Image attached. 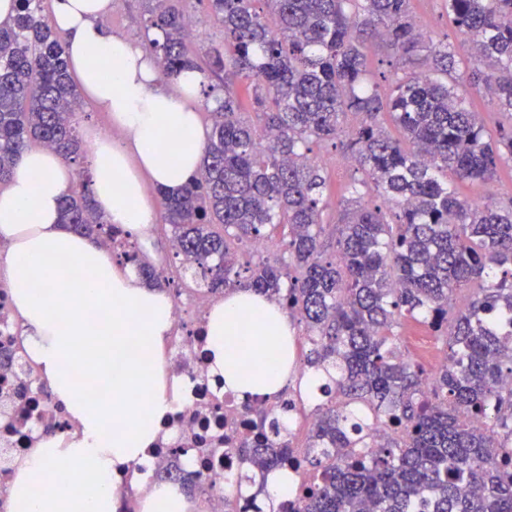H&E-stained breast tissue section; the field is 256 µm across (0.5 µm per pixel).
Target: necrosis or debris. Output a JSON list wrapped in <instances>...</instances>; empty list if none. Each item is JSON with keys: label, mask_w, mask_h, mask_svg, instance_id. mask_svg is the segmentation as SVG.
Listing matches in <instances>:
<instances>
[{"label": "necrosis or debris", "mask_w": 512, "mask_h": 512, "mask_svg": "<svg viewBox=\"0 0 512 512\" xmlns=\"http://www.w3.org/2000/svg\"><path fill=\"white\" fill-rule=\"evenodd\" d=\"M217 300V294L206 288H190L176 298L165 370L170 380L187 381L188 389L161 425L143 468L147 483H156L175 460L173 449H184L178 460L194 479L199 512H231L224 488L244 467L237 449L254 438L258 416L279 409L275 400L238 401L210 376L207 314ZM22 335L9 291L1 288L0 355L10 354L11 363L0 367V512L7 506L17 460L36 447L43 434L66 436L74 429L63 404L40 382L20 343Z\"/></svg>", "instance_id": "necrosis-or-debris-1"}]
</instances>
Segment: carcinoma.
Instances as JSON below:
<instances>
[{
    "label": "carcinoma",
    "instance_id": "obj_1",
    "mask_svg": "<svg viewBox=\"0 0 512 512\" xmlns=\"http://www.w3.org/2000/svg\"><path fill=\"white\" fill-rule=\"evenodd\" d=\"M42 2L18 0L0 22V184L31 141L68 161L83 156L81 94ZM149 2L146 30L161 36L147 47L165 76L203 71L177 0ZM207 3L224 27V51L207 62L224 72V100L208 113L199 172L180 194L161 193L164 220L191 283L254 289L301 326L315 401L303 467L313 476L276 512H512V199L477 203L459 192L512 163V0H443L472 46L468 58L420 32L410 0ZM371 38L403 61L390 79L370 67ZM236 80L255 88V122L241 112ZM473 92L490 95L507 123L487 127ZM323 140L361 174L332 254L322 239L326 179L312 149ZM76 183L60 222L98 243L112 226L88 178ZM279 235L282 266L230 247ZM123 258L161 286L142 250ZM410 321L441 340L437 370L402 355L395 329ZM379 426V453L358 452ZM256 427L257 443L239 451L253 464L242 479L260 495L290 454L277 416Z\"/></svg>",
    "mask_w": 512,
    "mask_h": 512
}]
</instances>
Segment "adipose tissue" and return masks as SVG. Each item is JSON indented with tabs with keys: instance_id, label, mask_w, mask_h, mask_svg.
Masks as SVG:
<instances>
[{
	"instance_id": "1",
	"label": "adipose tissue",
	"mask_w": 512,
	"mask_h": 512,
	"mask_svg": "<svg viewBox=\"0 0 512 512\" xmlns=\"http://www.w3.org/2000/svg\"><path fill=\"white\" fill-rule=\"evenodd\" d=\"M112 0H56L51 22L90 109L118 134L87 147L89 189L109 223L140 236L157 221L145 181L176 194L196 173L207 140L197 102L202 78L159 82L141 43L107 32ZM75 172L57 153L25 151L0 191V255L24 346L77 430L46 437L19 463L12 512H116L112 477L136 470L174 408L159 376L170 336V295L145 284L111 252L59 222ZM212 376L238 399L279 395L293 380L296 328L275 302L226 292L207 319ZM71 470L58 481V464Z\"/></svg>"
}]
</instances>
